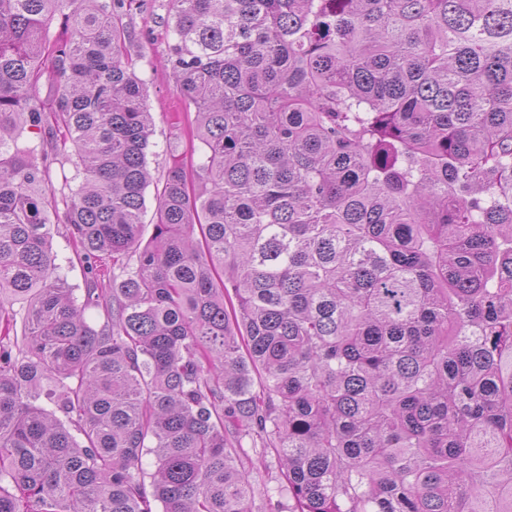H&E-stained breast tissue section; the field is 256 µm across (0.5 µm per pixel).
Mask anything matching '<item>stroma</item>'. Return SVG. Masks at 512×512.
I'll return each instance as SVG.
<instances>
[{"label": "stroma", "instance_id": "35a3bbf8", "mask_svg": "<svg viewBox=\"0 0 512 512\" xmlns=\"http://www.w3.org/2000/svg\"><path fill=\"white\" fill-rule=\"evenodd\" d=\"M174 13L173 0H126L121 11L125 28V53L143 81L146 103L152 115V148L148 156L153 179H162L170 163V143H177L184 158L192 156L190 126L194 110L185 101L180 85L166 63L172 41L167 24ZM53 250L76 299H83L86 274L77 260L64 223H57Z\"/></svg>", "mask_w": 512, "mask_h": 512}]
</instances>
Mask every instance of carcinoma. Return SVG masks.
Returning a JSON list of instances; mask_svg holds the SVG:
<instances>
[{
  "instance_id": "obj_1",
  "label": "carcinoma",
  "mask_w": 512,
  "mask_h": 512,
  "mask_svg": "<svg viewBox=\"0 0 512 512\" xmlns=\"http://www.w3.org/2000/svg\"><path fill=\"white\" fill-rule=\"evenodd\" d=\"M173 2L144 245L124 0H0V512H512V0ZM53 250L58 256L57 262L63 267L62 272L71 288H74V297L78 302L84 298V289L86 288L85 268L79 262L74 252V248L68 239L65 224L60 221L56 223L53 233ZM69 261H71L69 263Z\"/></svg>"
}]
</instances>
